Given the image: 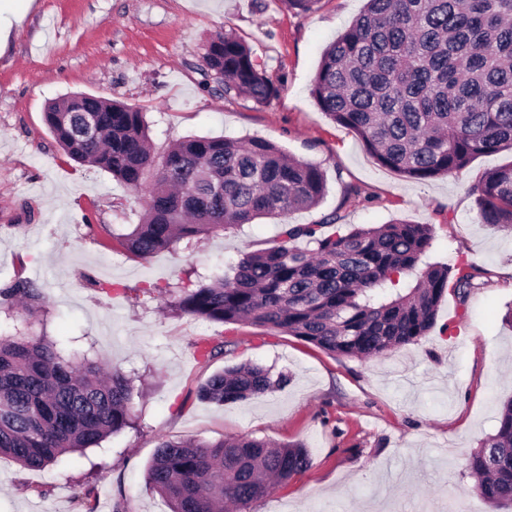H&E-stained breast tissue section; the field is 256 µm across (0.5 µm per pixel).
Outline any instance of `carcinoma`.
Wrapping results in <instances>:
<instances>
[{
  "label": "carcinoma",
  "instance_id": "carcinoma-1",
  "mask_svg": "<svg viewBox=\"0 0 512 512\" xmlns=\"http://www.w3.org/2000/svg\"><path fill=\"white\" fill-rule=\"evenodd\" d=\"M224 95L266 104L281 84L235 33L219 34L205 57ZM311 94L352 129L377 161L425 180L452 176L477 156L512 152V0H367L323 51ZM92 118L95 139L83 136ZM45 121L66 155L144 191L145 212L121 236L146 260L182 239L217 234L265 217L317 206L321 168L271 141L185 138L156 157L138 108L74 93L48 104ZM481 223L512 230V162L471 186ZM284 224L278 245L246 254L206 285L181 282L174 306L212 322H248L329 353L370 360L417 343L433 327L448 285L464 293L480 270L425 261L428 224L368 228ZM44 296L19 275L0 284V456L40 471L66 452L97 447L134 425V386L121 368L101 376L95 343L34 331ZM259 365L231 366L200 388L222 405L288 384ZM310 465L308 448L241 437L162 440L147 468L170 512H247L252 502ZM475 492L493 512L512 508V398L495 433L464 458Z\"/></svg>",
  "mask_w": 512,
  "mask_h": 512
}]
</instances>
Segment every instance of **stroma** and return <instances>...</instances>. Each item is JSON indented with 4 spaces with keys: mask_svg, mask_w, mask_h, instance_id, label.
Listing matches in <instances>:
<instances>
[{
    "mask_svg": "<svg viewBox=\"0 0 512 512\" xmlns=\"http://www.w3.org/2000/svg\"><path fill=\"white\" fill-rule=\"evenodd\" d=\"M364 5L319 0L302 13L282 0H7L14 16L0 51V282L19 273L40 285L49 335L93 339L139 394L134 427L100 447L42 471L0 458V512H112L122 497L132 512H169L146 481L158 442L241 436L302 444L311 456L307 470L249 512H448L459 498L489 512L463 458L494 433L498 407L512 397V232L480 223L469 188L512 153L480 155L453 177L411 179L331 120L312 84L324 49ZM229 30L280 80L269 103L225 96L205 77L208 44ZM80 92L138 107L159 154L190 136L269 139L326 179L320 204L286 221L428 224L430 261L472 263L479 285L462 296L448 291L427 336L376 360L176 311L148 284L189 272L208 281L245 253L276 246L283 220L261 217L146 260L129 254L118 237L138 223L146 193L71 161L44 120L48 102ZM103 281L118 291L103 293ZM218 343L221 355H199ZM240 363L290 381L221 406L199 397L211 375Z\"/></svg>",
    "mask_w": 512,
    "mask_h": 512,
    "instance_id": "1",
    "label": "stroma"
}]
</instances>
